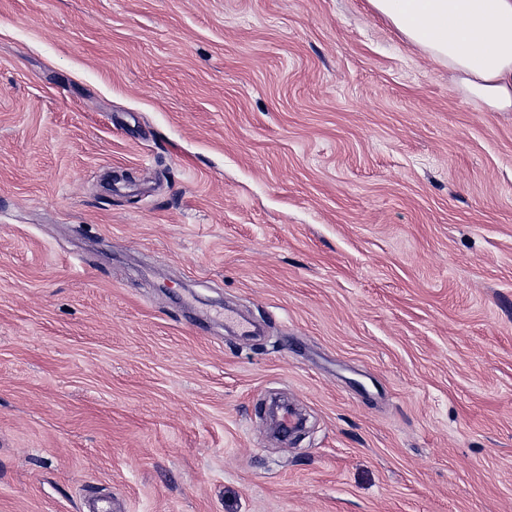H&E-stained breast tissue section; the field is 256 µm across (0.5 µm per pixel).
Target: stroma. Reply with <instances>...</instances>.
I'll return each mask as SVG.
<instances>
[{"label": "stroma", "instance_id": "1", "mask_svg": "<svg viewBox=\"0 0 512 512\" xmlns=\"http://www.w3.org/2000/svg\"><path fill=\"white\" fill-rule=\"evenodd\" d=\"M99 492L512 512V112L367 0H0V512Z\"/></svg>", "mask_w": 512, "mask_h": 512}]
</instances>
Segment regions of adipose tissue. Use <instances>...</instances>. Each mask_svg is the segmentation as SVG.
Instances as JSON below:
<instances>
[{
	"instance_id": "ef3b65f1",
	"label": "adipose tissue",
	"mask_w": 512,
	"mask_h": 512,
	"mask_svg": "<svg viewBox=\"0 0 512 512\" xmlns=\"http://www.w3.org/2000/svg\"><path fill=\"white\" fill-rule=\"evenodd\" d=\"M489 111H512V0H368Z\"/></svg>"
}]
</instances>
